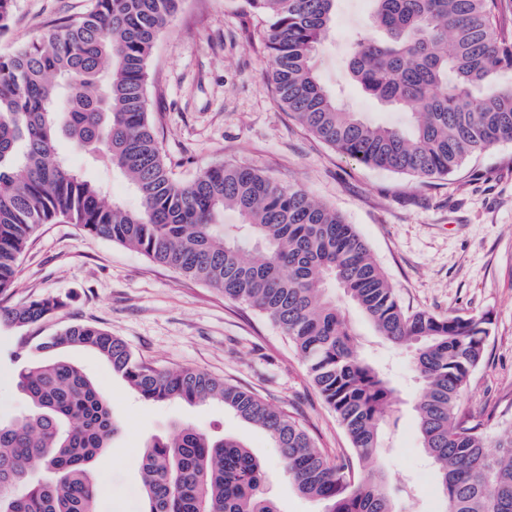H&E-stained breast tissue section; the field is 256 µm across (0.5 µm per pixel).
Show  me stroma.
Segmentation results:
<instances>
[{
  "mask_svg": "<svg viewBox=\"0 0 512 512\" xmlns=\"http://www.w3.org/2000/svg\"><path fill=\"white\" fill-rule=\"evenodd\" d=\"M95 0H14L0 54L39 40L49 29L89 12ZM371 11L339 0L336 19L318 55L323 84L342 103L376 123L403 116L367 98L344 66L355 30ZM266 26L244 0H182L159 32L148 62L150 116L173 176L193 180L225 164L256 167L271 179L304 189L353 224L395 288L402 305L438 315H487L491 335L483 361L464 393L470 424L493 436L512 425V141L472 156L455 173L422 182L360 165L308 134L280 104L264 77ZM58 150L109 197L136 207L125 179L95 166L67 139ZM68 295L67 310L40 322L47 338L72 324L91 323L120 337L140 360L161 369L194 368L228 380L299 418L316 444L349 453V439L289 340L248 305L151 262L139 251L60 221L41 227L21 258L12 296ZM363 353L387 371L398 427L378 459L400 490L401 512H442L433 469L416 430V385L409 353L383 341L355 309H347ZM19 332L0 327V419L29 404L15 378ZM60 354L108 396L123 423L91 471L102 492L99 512H144L141 454L146 442L191 425L245 441L261 460L265 490L280 512H322L295 490L269 439L216 402L152 404L107 361L85 348Z\"/></svg>",
  "mask_w": 512,
  "mask_h": 512,
  "instance_id": "stroma-1",
  "label": "stroma"
}]
</instances>
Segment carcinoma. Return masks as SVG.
I'll return each mask as SVG.
<instances>
[{"instance_id":"obj_1","label":"carcinoma","mask_w":512,"mask_h":512,"mask_svg":"<svg viewBox=\"0 0 512 512\" xmlns=\"http://www.w3.org/2000/svg\"><path fill=\"white\" fill-rule=\"evenodd\" d=\"M181 0H95L9 54H0V325L30 329L69 298L11 304L18 261L44 224L66 219L131 247L152 262L224 292L271 321L351 442L330 456L304 425L255 392L206 372L157 369L126 343L88 323L32 344L81 346L149 402L215 400L279 448L297 490L323 512H397L381 472L363 480L388 432L394 387L360 354L338 289L391 345L410 350L421 387L415 399L421 447L436 466L443 512H512V430L496 440L462 420V400L490 337L487 315L406 309L336 210L252 167L211 168L187 183L172 177L146 100L154 40ZM266 23L267 74L282 105L311 135L359 164L427 182L472 154L512 140V29L503 0H370L377 38L358 31L348 74L367 96L406 115L374 124L344 107L317 75L318 48L337 0H246ZM65 136L92 163L119 172L139 205L105 202L103 187L60 156ZM239 223L221 221L224 210ZM30 412L0 421V512H98L91 463L121 432L107 395L75 365L33 360L17 375ZM39 463L53 481L33 477ZM264 466L239 439L184 426L143 450L145 512H278Z\"/></svg>"}]
</instances>
